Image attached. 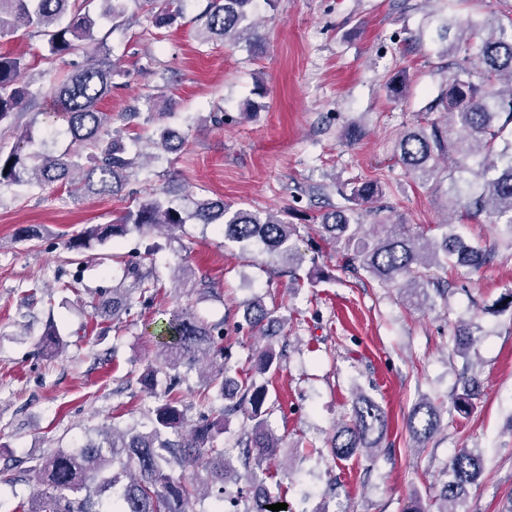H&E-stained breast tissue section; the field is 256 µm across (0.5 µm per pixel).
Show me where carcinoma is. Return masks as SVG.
Wrapping results in <instances>:
<instances>
[{"label":"carcinoma","instance_id":"obj_1","mask_svg":"<svg viewBox=\"0 0 512 512\" xmlns=\"http://www.w3.org/2000/svg\"><path fill=\"white\" fill-rule=\"evenodd\" d=\"M133 2L148 7L158 27H168L180 17V0H164L159 9L155 8L156 0ZM258 2L207 0L199 17L198 35L205 42L245 34L258 40L253 34ZM68 12L69 22L61 23ZM455 26L460 42L464 32L482 28L476 22L465 28L452 18L441 26L438 37L446 42L441 53L448 56L462 51L464 56L425 107L439 117L400 136L399 161L409 174L427 181L450 153L458 155L463 166L470 156L484 154L479 184L453 186L450 202L467 217L483 216L491 224L505 225L512 234V141L496 147L503 130L512 126V30L501 28L482 37L473 64L469 48L448 42ZM94 27L95 20L82 11L80 0H0V39L38 34L44 37L53 58L83 54L89 59L88 64L56 81L46 94L23 81L22 58L0 54V126L19 131L17 145L8 150L0 145V188L25 190L61 182L72 187V197L78 200L88 195L113 196L125 185L135 160L122 140L112 135L111 114L99 108L122 71L96 38ZM46 95L50 98L47 116L63 123L70 148L61 153L44 149L26 153L22 144L30 142V137L28 131L20 129L22 111L29 102ZM156 135V148L166 153L179 150L186 140L184 134L167 127L158 129ZM85 148L93 152L84 156ZM163 194L162 189L156 191L110 224L83 228L66 241V248L92 250L115 237L134 231L144 234L159 227L173 232L183 228L190 217L201 224L224 225V239L228 241L244 246L258 241L272 254L300 255L296 229L279 211L235 209L222 199H204L193 202L192 212L185 217L183 210L171 206ZM351 196L359 206L374 204L384 196V187L379 180H367L354 186ZM318 235L346 252V268L362 270L382 283L398 284L407 297L417 300L427 285L444 294L443 284L430 274L432 268L442 265V259L451 257L458 265L477 269L490 258V249L477 247L453 232L444 235L438 251L401 229L371 242L363 240L362 224L353 208L321 214ZM126 277L130 283L112 289V297L101 303V309L114 320L152 298L150 272L134 268ZM244 318L258 331L277 321L274 311L259 297L245 305ZM167 335L169 340L140 375V384L152 390L159 375L181 367L191 370L206 362L210 372L203 377L199 398L208 403L215 397L227 401L218 416H203L178 439H170L168 431L184 427V413L169 390L171 398L153 410L155 419L149 431L114 425L76 449L50 452L39 464L46 488L20 503L16 512H195L193 503L202 488L213 495L217 505L227 502L235 507L238 497L228 492L227 481L236 467L218 439L224 434V421L236 413L251 423L240 448L241 465L253 489L245 512H271L267 506L273 500L264 487L263 464L279 447V441L263 418V387L247 379L234 385L228 378L221 345L224 324H210L182 308L172 313ZM454 336L456 352L464 353L472 341L471 324L457 325ZM42 342L55 354L66 347L53 324L43 333ZM479 389L477 377L466 380L463 393L455 400L456 409H464L478 396ZM440 425V410L426 399L415 403L406 419L409 434L419 445L433 438ZM388 427L384 409L373 399L360 396L352 404L349 422L336 432L331 451L338 458H346L380 448ZM187 459L200 463L204 477L188 481L174 474L175 466ZM482 469L480 454L469 448L457 449L449 461V479L442 483L436 512H457L448 505L463 503L467 486L478 480Z\"/></svg>","mask_w":512,"mask_h":512}]
</instances>
